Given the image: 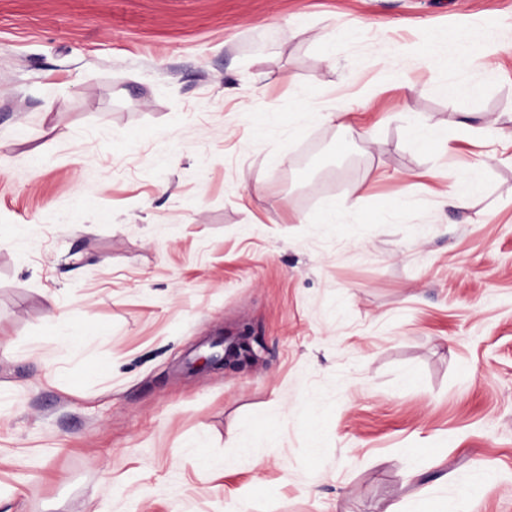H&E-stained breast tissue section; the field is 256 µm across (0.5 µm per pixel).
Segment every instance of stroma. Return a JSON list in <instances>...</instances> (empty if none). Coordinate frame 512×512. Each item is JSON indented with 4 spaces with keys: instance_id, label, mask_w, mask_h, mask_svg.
<instances>
[{
    "instance_id": "35a3bbf8",
    "label": "stroma",
    "mask_w": 512,
    "mask_h": 512,
    "mask_svg": "<svg viewBox=\"0 0 512 512\" xmlns=\"http://www.w3.org/2000/svg\"><path fill=\"white\" fill-rule=\"evenodd\" d=\"M245 492L512 512V0H0V512ZM453 42H458L459 52L454 56L448 57L449 68L454 67L457 58L462 56L477 68H481L485 71L493 70L494 59L504 49V43L495 35L485 38L475 47L465 45L464 41L457 35L454 36ZM460 188L450 194L452 205L458 209H467L474 192L479 189V171L470 169L457 177Z\"/></svg>"
}]
</instances>
